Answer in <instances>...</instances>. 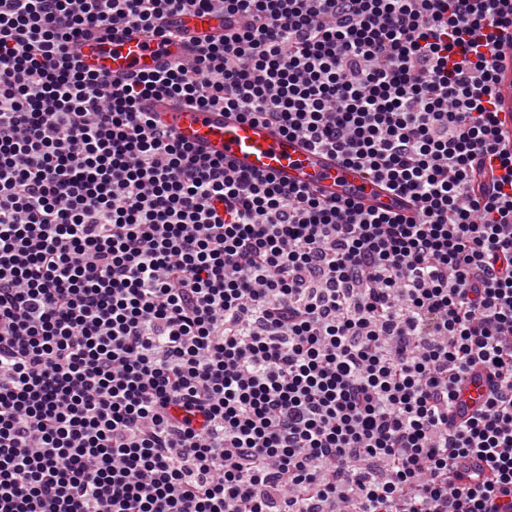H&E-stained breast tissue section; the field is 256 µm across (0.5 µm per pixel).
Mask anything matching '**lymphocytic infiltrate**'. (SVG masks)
<instances>
[{"instance_id": "1", "label": "lymphocytic infiltrate", "mask_w": 512, "mask_h": 512, "mask_svg": "<svg viewBox=\"0 0 512 512\" xmlns=\"http://www.w3.org/2000/svg\"><path fill=\"white\" fill-rule=\"evenodd\" d=\"M215 10L156 73L77 63ZM507 39L512 0H0V512H512ZM149 98L262 119L419 215L201 157ZM497 62L495 82V111L497 113L496 130L512 142V46L509 42L502 45ZM489 383L488 375L483 371L464 377L450 416L457 422L467 418L484 401L489 391Z\"/></svg>"}]
</instances>
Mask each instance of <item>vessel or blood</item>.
<instances>
[{
	"label": "vessel or blood",
	"mask_w": 512,
	"mask_h": 512,
	"mask_svg": "<svg viewBox=\"0 0 512 512\" xmlns=\"http://www.w3.org/2000/svg\"><path fill=\"white\" fill-rule=\"evenodd\" d=\"M180 35L171 40L127 25L84 40L77 49L82 67L92 73L137 75L155 72L174 59L191 54L199 39L224 32V15L216 11L170 16ZM496 129L512 139V46L502 45L495 82ZM147 111L192 145L199 154L221 158L237 170L273 176L285 185H303L327 199H350L365 206H384L404 216L414 215L412 198L387 191L364 169L345 165L323 151L307 147L258 119L240 117L221 108L194 109L173 100H149ZM489 391L486 372L464 377L452 409L455 420L467 418Z\"/></svg>",
	"instance_id": "vessel-or-blood-1"
}]
</instances>
